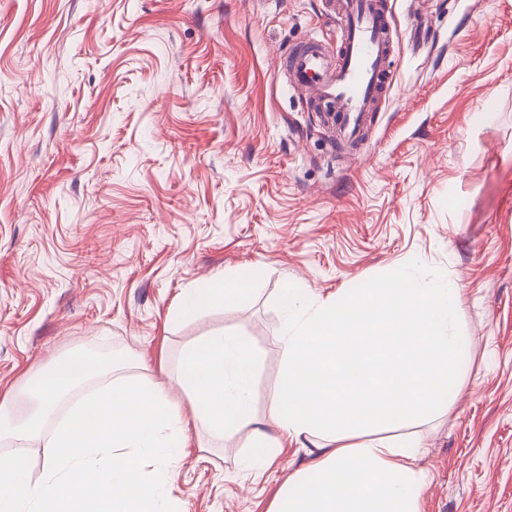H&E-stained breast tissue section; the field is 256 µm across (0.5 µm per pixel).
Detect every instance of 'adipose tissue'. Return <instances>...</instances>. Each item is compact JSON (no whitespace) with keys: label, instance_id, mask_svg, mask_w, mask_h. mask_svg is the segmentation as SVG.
Returning a JSON list of instances; mask_svg holds the SVG:
<instances>
[{"label":"adipose tissue","instance_id":"obj_1","mask_svg":"<svg viewBox=\"0 0 512 512\" xmlns=\"http://www.w3.org/2000/svg\"><path fill=\"white\" fill-rule=\"evenodd\" d=\"M250 281L219 277L185 289L173 315L241 303ZM458 292L456 283L428 287L401 269L302 317L305 290L286 289L283 365L261 419L251 408L257 359L246 336L216 334L186 346L175 380L213 438L250 428L258 453L244 459L247 468H266L278 448L315 439L312 460L284 482L272 512H419L425 476L413 464L421 439L360 434L431 417L447 403L463 345L449 330Z\"/></svg>","mask_w":512,"mask_h":512}]
</instances>
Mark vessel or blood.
Returning <instances> with one entry per match:
<instances>
[{
  "label": "vessel or blood",
  "mask_w": 512,
  "mask_h": 512,
  "mask_svg": "<svg viewBox=\"0 0 512 512\" xmlns=\"http://www.w3.org/2000/svg\"><path fill=\"white\" fill-rule=\"evenodd\" d=\"M344 28L342 47L329 58L316 43L288 52L283 63L293 86L305 89L327 116L336 142L357 147L390 77L391 25L384 0H336Z\"/></svg>",
  "instance_id": "vessel-or-blood-1"
}]
</instances>
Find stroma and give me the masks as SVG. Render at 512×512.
I'll return each instance as SVG.
<instances>
[{"mask_svg": "<svg viewBox=\"0 0 512 512\" xmlns=\"http://www.w3.org/2000/svg\"><path fill=\"white\" fill-rule=\"evenodd\" d=\"M386 8L391 79L346 155L281 66L339 52L328 0H0V397L75 350L164 383L221 332L253 344L260 417L285 289L337 298L403 268L458 284L465 342L454 396L406 427L419 510L512 512V0ZM251 270L243 303L172 318L183 289ZM172 397L183 512H269L310 460L292 442L244 469L248 429L214 439Z\"/></svg>", "mask_w": 512, "mask_h": 512, "instance_id": "1", "label": "stroma"}]
</instances>
